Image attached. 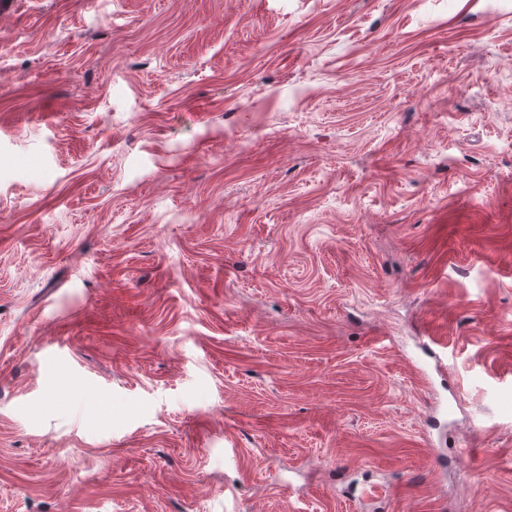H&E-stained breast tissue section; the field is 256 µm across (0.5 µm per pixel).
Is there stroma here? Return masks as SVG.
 Instances as JSON below:
<instances>
[{
	"label": "stroma",
	"instance_id": "1",
	"mask_svg": "<svg viewBox=\"0 0 512 512\" xmlns=\"http://www.w3.org/2000/svg\"><path fill=\"white\" fill-rule=\"evenodd\" d=\"M0 512H512V0H0Z\"/></svg>",
	"mask_w": 512,
	"mask_h": 512
}]
</instances>
